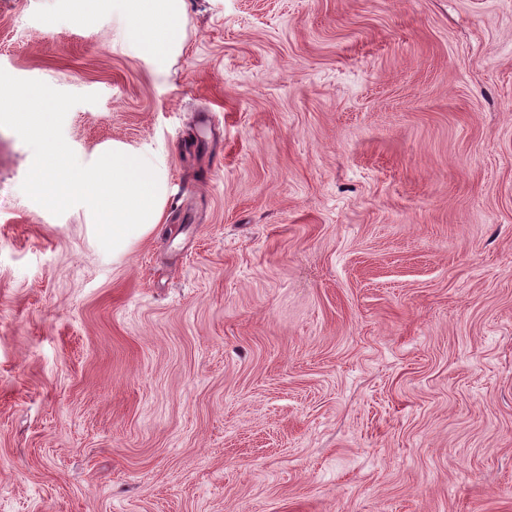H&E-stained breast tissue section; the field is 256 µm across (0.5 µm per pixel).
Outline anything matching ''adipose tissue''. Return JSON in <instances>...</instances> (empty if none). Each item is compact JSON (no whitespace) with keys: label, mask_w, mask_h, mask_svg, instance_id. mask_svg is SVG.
Segmentation results:
<instances>
[{"label":"adipose tissue","mask_w":512,"mask_h":512,"mask_svg":"<svg viewBox=\"0 0 512 512\" xmlns=\"http://www.w3.org/2000/svg\"><path fill=\"white\" fill-rule=\"evenodd\" d=\"M124 18V44L164 73L184 43L185 0H115Z\"/></svg>","instance_id":"obj_1"}]
</instances>
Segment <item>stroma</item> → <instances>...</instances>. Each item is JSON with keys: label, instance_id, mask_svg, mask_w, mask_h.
Wrapping results in <instances>:
<instances>
[{"label": "stroma", "instance_id": "35a3bbf8", "mask_svg": "<svg viewBox=\"0 0 512 512\" xmlns=\"http://www.w3.org/2000/svg\"><path fill=\"white\" fill-rule=\"evenodd\" d=\"M0 0L63 134L164 159L112 258L0 126V512H512V0ZM114 2L124 18L123 43L163 74L183 48L185 0Z\"/></svg>", "mask_w": 512, "mask_h": 512}]
</instances>
